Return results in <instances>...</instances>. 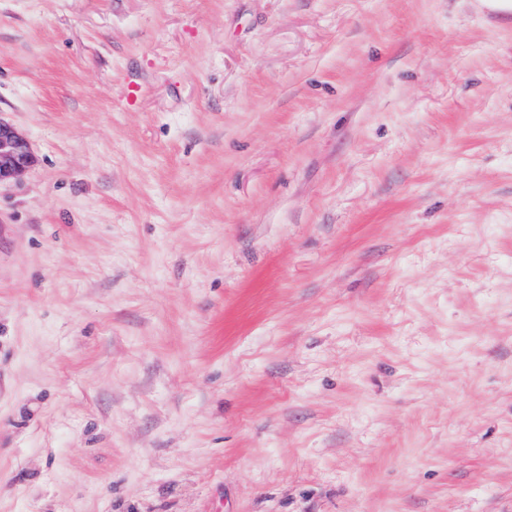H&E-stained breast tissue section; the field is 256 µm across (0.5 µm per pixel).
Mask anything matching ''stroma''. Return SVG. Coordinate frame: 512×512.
Returning <instances> with one entry per match:
<instances>
[{
    "instance_id": "1",
    "label": "stroma",
    "mask_w": 512,
    "mask_h": 512,
    "mask_svg": "<svg viewBox=\"0 0 512 512\" xmlns=\"http://www.w3.org/2000/svg\"><path fill=\"white\" fill-rule=\"evenodd\" d=\"M0 512H512V22L0 0ZM34 162L27 138L0 117V183L16 177Z\"/></svg>"
}]
</instances>
